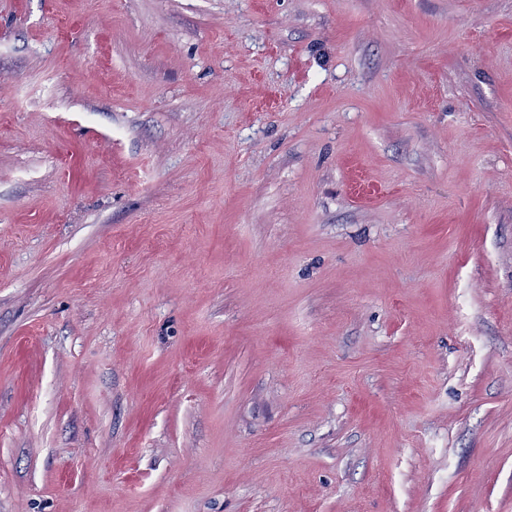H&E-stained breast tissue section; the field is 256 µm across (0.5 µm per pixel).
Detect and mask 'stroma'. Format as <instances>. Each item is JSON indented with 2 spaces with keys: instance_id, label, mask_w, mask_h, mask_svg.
I'll use <instances>...</instances> for the list:
<instances>
[{
  "instance_id": "obj_1",
  "label": "stroma",
  "mask_w": 512,
  "mask_h": 512,
  "mask_svg": "<svg viewBox=\"0 0 512 512\" xmlns=\"http://www.w3.org/2000/svg\"><path fill=\"white\" fill-rule=\"evenodd\" d=\"M0 512H512V0H0Z\"/></svg>"
}]
</instances>
